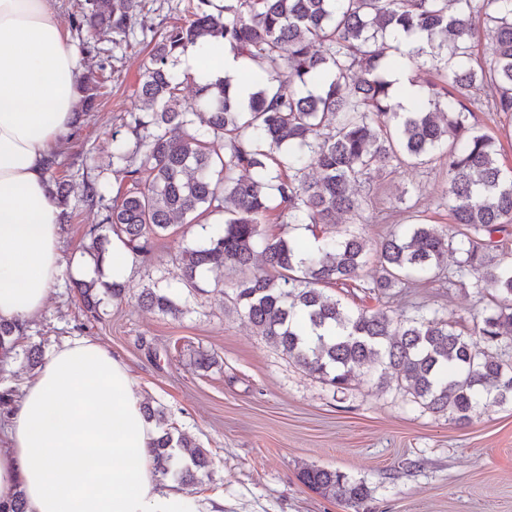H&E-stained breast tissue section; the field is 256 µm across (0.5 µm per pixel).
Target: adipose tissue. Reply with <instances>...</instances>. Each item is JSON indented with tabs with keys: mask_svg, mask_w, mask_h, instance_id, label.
Returning a JSON list of instances; mask_svg holds the SVG:
<instances>
[{
	"mask_svg": "<svg viewBox=\"0 0 512 512\" xmlns=\"http://www.w3.org/2000/svg\"><path fill=\"white\" fill-rule=\"evenodd\" d=\"M53 0H0V321L37 318L62 270L60 209L45 163L75 119L74 54ZM197 48L183 67L200 80L240 82L230 49ZM0 446V504L25 512H199L162 487L152 469L155 426L142 413L126 365L98 343L65 342L23 384Z\"/></svg>",
	"mask_w": 512,
	"mask_h": 512,
	"instance_id": "obj_1",
	"label": "adipose tissue"
}]
</instances>
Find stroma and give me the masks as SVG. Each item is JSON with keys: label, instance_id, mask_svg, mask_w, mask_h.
I'll return each instance as SVG.
<instances>
[{"label": "stroma", "instance_id": "stroma-1", "mask_svg": "<svg viewBox=\"0 0 512 512\" xmlns=\"http://www.w3.org/2000/svg\"><path fill=\"white\" fill-rule=\"evenodd\" d=\"M186 4L142 0L129 48L106 43L100 53L77 55L78 69L103 68L108 82L106 95L82 113L78 132L57 146L60 171L74 182L95 177L128 186L112 171V140L130 136L125 122L151 39L184 18ZM447 182L446 168L437 166L373 170V203L360 232L375 243L404 223L395 206L401 196L426 223L447 225ZM388 207L394 213L380 223L378 212ZM70 209L61 227V275L23 341L43 343L49 352L83 336L120 358L142 400L207 451L208 472L192 488L200 506L220 497L224 512H512V404L478 409L460 426L372 378L335 389L240 320L219 295L216 274L193 288L179 282L181 252L207 235L197 224L156 239L150 260L134 258L124 301L103 298L99 321L86 323L70 275L73 264L89 262L83 247L104 209L78 201ZM147 287L164 289L184 314L143 309L138 296ZM389 305L397 312L439 308L469 326L480 321L483 308L469 281L444 279L403 289ZM202 357L209 358L208 369L197 367ZM313 466L363 481L368 499L355 511L310 490L300 474Z\"/></svg>", "mask_w": 512, "mask_h": 512}]
</instances>
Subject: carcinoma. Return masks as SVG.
<instances>
[{
  "label": "carcinoma",
  "mask_w": 512,
  "mask_h": 512,
  "mask_svg": "<svg viewBox=\"0 0 512 512\" xmlns=\"http://www.w3.org/2000/svg\"><path fill=\"white\" fill-rule=\"evenodd\" d=\"M139 0H83L73 13L82 52L105 42L120 47L134 30ZM189 18L156 41L138 89L142 107L129 113L135 141H113L112 168L131 181L105 206L108 232L135 256L188 217L224 213L206 242L186 248L179 279L196 287L205 271H227L236 313L297 365L338 389L369 364L379 384L460 425L483 404L512 403V252L494 234L512 225V171L498 160L495 139L480 131L477 113L512 112V0H194ZM487 29L494 57L475 49ZM397 31L424 32L429 50L403 52L390 43ZM224 43L258 86L248 97L219 77L199 85L186 103L176 70L189 47ZM444 62L427 99L399 111L390 72ZM78 110L88 112L104 80L79 76ZM441 160L448 174L450 232L437 224H405L371 247L356 233L336 236L338 220H356L369 207L362 190L372 170L391 172ZM49 160L51 197L67 217L71 196L94 203L112 192L106 183L57 175ZM312 231L314 242L266 225ZM86 247L104 260L106 237L90 230ZM378 275L375 296L432 282L459 259L451 276L474 278L479 299L496 292L475 333L422 307L396 316L379 308L352 309L328 288H360L370 250ZM85 316L99 319L100 294L121 302L119 281H72ZM141 305L177 318L182 308L165 292L145 288ZM484 348H478L472 335ZM24 326L0 322V347L14 349L27 368L42 363L39 344L18 349ZM154 473L182 486L199 482L207 452L189 436L164 428L150 448ZM302 481L327 497L360 507L362 481L319 467Z\"/></svg>",
  "instance_id": "1"
}]
</instances>
